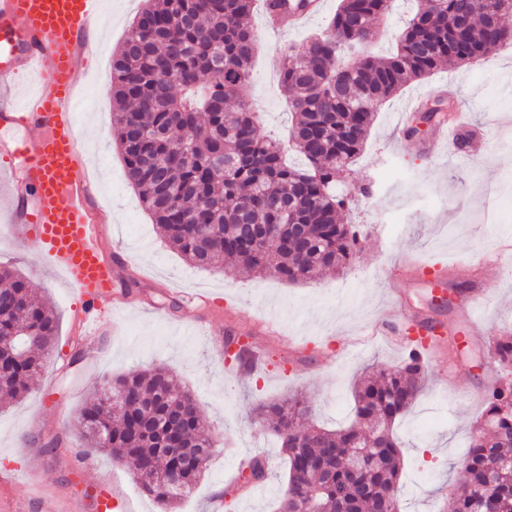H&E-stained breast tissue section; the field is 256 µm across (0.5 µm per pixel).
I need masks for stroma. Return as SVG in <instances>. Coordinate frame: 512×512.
Returning <instances> with one entry per match:
<instances>
[{"label":"stroma","instance_id":"stroma-1","mask_svg":"<svg viewBox=\"0 0 512 512\" xmlns=\"http://www.w3.org/2000/svg\"><path fill=\"white\" fill-rule=\"evenodd\" d=\"M338 0H327L325 15L288 34L262 37L244 95L258 114V131L284 138L291 124L274 75L285 43L325 31ZM143 0H103L104 25L93 70L79 76L76 121L85 161L101 188L98 201L112 214L103 227L105 248L125 250L132 259L124 301H104L115 313L93 349L74 344L71 331L78 300L61 273L46 266L29 244L0 235V265L20 271L59 316L51 355L23 400L0 396V470H14L0 485L5 512H75L77 500L93 501L102 484H114L133 512H162L144 494L131 466L102 453H85L78 413L104 376L152 365L174 372L195 396L215 445L214 455L193 493L177 512H210L214 487H221L231 512H273L287 480L280 444L252 425L253 408L292 393L313 405L315 424L335 429L350 422V389L369 366L400 361L404 346L383 336L364 335L391 306L388 274L409 306L428 311L435 289L403 274L414 261L446 269L449 283L480 282L495 298L479 320L444 348V364H430L429 377L398 433L406 469L404 512H438L441 490L464 481L460 466L480 419L483 392L498 378L490 358L491 336L512 333V255L496 258L505 234L512 233V45L464 67L443 66L407 84L384 103L365 145L347 173L350 184H369L343 219L359 225L363 250L345 271L299 283L257 277L224 263L217 269L190 266L162 241L143 209L112 140V55L119 48ZM446 91L465 105L466 116L485 140L465 164L429 157L416 136L394 127L402 106L430 92ZM498 192V218L488 224L479 207L488 190ZM208 305H201L200 296ZM259 347L264 367L247 373L227 360L217 345L227 337ZM261 454L268 480L253 488L234 486L244 463Z\"/></svg>","mask_w":512,"mask_h":512}]
</instances>
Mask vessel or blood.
<instances>
[{
  "label": "vessel or blood",
  "instance_id": "vessel-or-blood-1",
  "mask_svg": "<svg viewBox=\"0 0 512 512\" xmlns=\"http://www.w3.org/2000/svg\"><path fill=\"white\" fill-rule=\"evenodd\" d=\"M325 0H304L290 10L292 28L320 14ZM102 18L101 0H0V85L19 86L37 75L30 94L0 95V129L19 139H0V226L25 240L45 263L60 271L81 303L74 338L86 340L102 326L100 303L119 285L128 260L102 244L107 216L93 201V177L83 159L75 118L77 78L88 69L90 26ZM467 122L440 125L424 149L458 155ZM29 187L22 198L20 187ZM385 323L396 335L417 336L421 349L445 335L436 316L389 309Z\"/></svg>",
  "mask_w": 512,
  "mask_h": 512
}]
</instances>
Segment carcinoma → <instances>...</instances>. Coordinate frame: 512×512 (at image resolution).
Listing matches in <instances>:
<instances>
[{
    "label": "carcinoma",
    "instance_id": "carcinoma-1",
    "mask_svg": "<svg viewBox=\"0 0 512 512\" xmlns=\"http://www.w3.org/2000/svg\"><path fill=\"white\" fill-rule=\"evenodd\" d=\"M113 55L112 136L141 205L160 235L191 264L210 269L233 261L242 269L288 282L344 271L361 252L358 231L341 221L368 184L346 186L380 106L407 83L445 63L462 66L512 43V0H417V10L387 57L366 51L373 21L391 0H339L328 33L288 45L279 82L294 114L288 142L257 133L242 91L259 40L257 0H144ZM468 10L458 32L453 20ZM304 163L293 166L285 153ZM266 228L263 239L241 226ZM58 318L29 282L0 267V336L15 337L0 353V390L27 394L42 371ZM499 381L483 395L480 424L461 467L466 480L445 496L441 512H476L477 494L492 512H512V474L495 476L488 462L512 463V336L490 346ZM428 371L421 351L356 384L354 416L338 430L312 421L299 395L255 408L254 422L281 441L288 480L278 512H400L401 443L397 422L414 406ZM91 448L132 461L144 493L171 509L201 478L174 448H211L192 392L156 366L104 379L80 414ZM366 465L351 470L348 456Z\"/></svg>",
    "mask_w": 512,
    "mask_h": 512
}]
</instances>
